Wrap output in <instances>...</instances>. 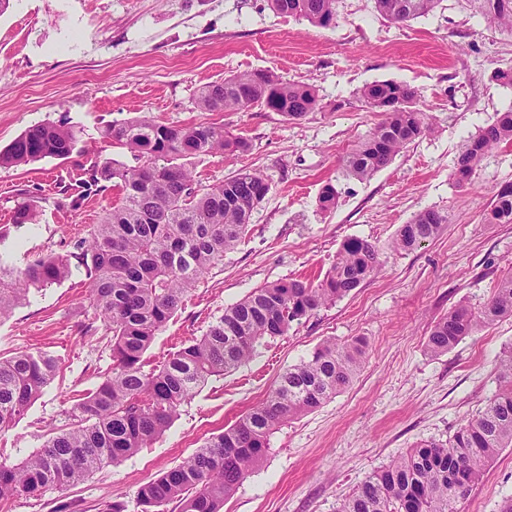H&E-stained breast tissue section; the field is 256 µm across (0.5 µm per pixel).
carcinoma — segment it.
I'll return each instance as SVG.
<instances>
[{"instance_id":"cac0c4a2","label":"carcinoma","mask_w":512,"mask_h":512,"mask_svg":"<svg viewBox=\"0 0 512 512\" xmlns=\"http://www.w3.org/2000/svg\"><path fill=\"white\" fill-rule=\"evenodd\" d=\"M275 12L298 16L318 27L336 23L339 0H267ZM472 13L501 33L512 35V0H467ZM393 24L431 13L439 0H374ZM359 101L381 116L343 160V173L366 180L389 165L408 144L434 133L418 91L394 80L375 81L358 92ZM196 104L204 112H244L260 106L289 121L318 107L316 89L285 82L269 70L244 71L200 86ZM104 138L137 161L109 160L83 169L88 188L110 183L120 202L105 211L74 250L34 253L21 266L0 254V320L24 302L30 289L61 282L72 264L83 269L89 300L112 333V366L102 381L74 405L72 426L53 433L43 448L17 464L0 462V504L16 496L38 497L48 488L74 485L95 471L118 465L161 436L179 408L210 378L250 360L268 339L293 323L335 303L375 276L381 249L363 238L346 240L335 263L316 283L281 280L250 292L224 309L200 337L182 345L151 369L145 353L196 287L246 235L253 211L271 185L243 168L215 184L197 182L181 160L224 151L244 153L249 143L216 122L179 128L143 116L115 122ZM78 131L53 123L29 127L0 152V167H17L77 151ZM512 144V105L496 121L462 140L452 175L471 186L487 153ZM38 212L23 197L13 223H37ZM489 224L512 223V184L494 195ZM448 215L435 209L398 227L388 248L413 251L440 235ZM512 318V272H506L480 308L459 304L432 326L427 347L448 352L466 336ZM366 341L326 340L311 357L291 366L260 404L208 439L179 464L137 491L140 512H164L172 501L181 512H221L246 476L264 459L269 437L286 420L313 411L354 378ZM59 371L45 352L0 357V431L11 427L42 395ZM498 390L478 415L445 442L427 441L365 477L337 512H459L458 504L477 483L486 463L512 447V351L496 364Z\"/></svg>"}]
</instances>
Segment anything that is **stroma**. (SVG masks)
Instances as JSON below:
<instances>
[{
	"instance_id": "obj_1",
	"label": "stroma",
	"mask_w": 512,
	"mask_h": 512,
	"mask_svg": "<svg viewBox=\"0 0 512 512\" xmlns=\"http://www.w3.org/2000/svg\"><path fill=\"white\" fill-rule=\"evenodd\" d=\"M338 14L336 25L322 28L278 14L265 0H9L0 12V150L45 122L73 127L82 147L64 161L0 167V226L11 223L21 190L31 192L39 211L37 223L5 242L15 265L29 252L70 250L89 218L118 203L117 190L88 193L80 184L92 160L130 161L102 137L113 122L148 116L172 127L223 123L250 149L190 160L195 179L214 184L250 168L271 184L247 236L200 278L156 336L147 352L151 365L202 336L251 291L323 277L346 239L366 238L383 249L373 278L267 340L238 369L211 378L163 436L78 484L13 498L10 512H101L112 501L139 512L141 485L261 403L288 367L329 338L366 339L358 374L272 435L266 460L222 512H336L366 476L418 443L447 440L494 393L496 360L512 348V319L440 356L426 339L455 305L486 302L512 267V224L484 220L499 187L512 183V145L485 158L474 185L458 187L452 176L462 138L512 105V89L491 78L494 69L512 65V36L487 28L463 0H439L431 15L404 26L379 15L374 0H340ZM260 69L313 84L317 110L289 122L259 107L198 109L202 84ZM381 80L418 89L435 132L358 181L343 174L342 160L380 116L362 106L357 92ZM327 184L337 199L325 212L318 196ZM63 189L78 198L77 207L58 206ZM427 208L447 213L442 233L411 252L388 250L397 228ZM84 282L83 270L73 269L68 279L31 290L0 321L1 357L41 350L60 362L25 416L0 432V461L19 463L51 432L68 427L74 404L112 363ZM511 495L512 447L487 464L460 510L499 512Z\"/></svg>"
}]
</instances>
